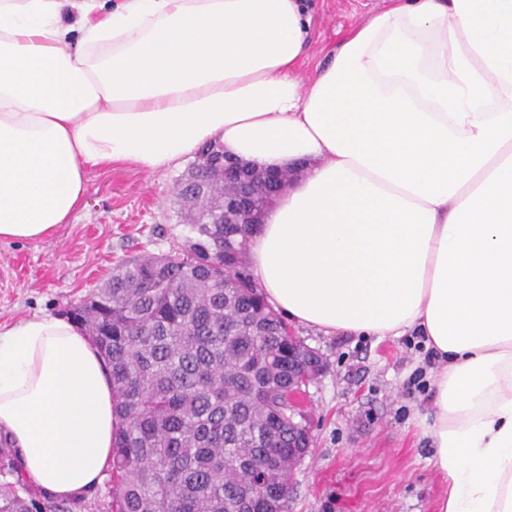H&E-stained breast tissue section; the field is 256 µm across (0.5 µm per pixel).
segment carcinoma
I'll return each instance as SVG.
<instances>
[{"label":"carcinoma","instance_id":"cac0c4a2","mask_svg":"<svg viewBox=\"0 0 512 512\" xmlns=\"http://www.w3.org/2000/svg\"><path fill=\"white\" fill-rule=\"evenodd\" d=\"M208 143L180 179L176 202L195 236L181 251L134 256L71 306L111 368L115 413L113 491L105 512H288V475L308 446L288 447L301 367L288 366L289 335L246 266L249 235L237 224H199L224 188L209 182ZM234 279L235 288L224 283ZM16 472L0 446V475ZM10 512H72L77 501L37 500L0 482Z\"/></svg>","mask_w":512,"mask_h":512}]
</instances>
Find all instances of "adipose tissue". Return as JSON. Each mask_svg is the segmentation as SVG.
I'll return each mask as SVG.
<instances>
[{
  "label": "adipose tissue",
  "instance_id": "obj_1",
  "mask_svg": "<svg viewBox=\"0 0 512 512\" xmlns=\"http://www.w3.org/2000/svg\"><path fill=\"white\" fill-rule=\"evenodd\" d=\"M302 0H0V241L93 170L208 142L296 178L258 225L265 298L324 333L422 337L438 512H512V0H390L311 80ZM112 382L62 316L0 326V431L66 500L112 465Z\"/></svg>",
  "mask_w": 512,
  "mask_h": 512
}]
</instances>
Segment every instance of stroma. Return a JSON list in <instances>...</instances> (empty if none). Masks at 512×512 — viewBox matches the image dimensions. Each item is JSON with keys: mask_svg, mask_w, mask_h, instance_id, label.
Here are the masks:
<instances>
[{"mask_svg": "<svg viewBox=\"0 0 512 512\" xmlns=\"http://www.w3.org/2000/svg\"><path fill=\"white\" fill-rule=\"evenodd\" d=\"M386 0H309L310 79L327 55ZM182 168L129 167L88 174L83 205L42 242L0 241V326L61 316L135 254H165L191 231L175 202ZM291 329L322 356L323 373L294 398L311 446L294 473L289 512H437L448 480L418 426L433 387L416 336H354L298 323Z\"/></svg>", "mask_w": 512, "mask_h": 512, "instance_id": "35a3bbf8", "label": "stroma"}]
</instances>
